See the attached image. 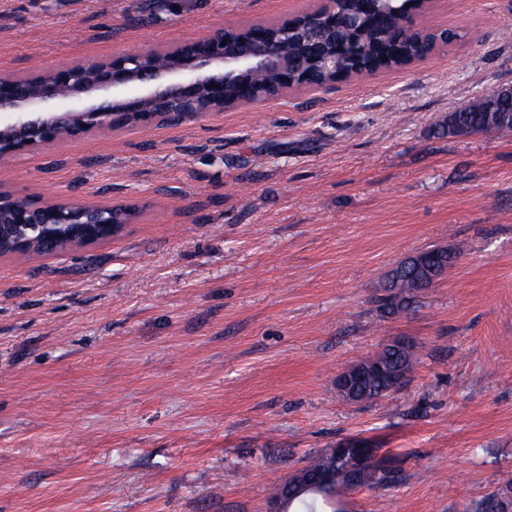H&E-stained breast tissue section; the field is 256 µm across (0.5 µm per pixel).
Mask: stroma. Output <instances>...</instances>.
I'll list each match as a JSON object with an SVG mask.
<instances>
[{"label": "stroma", "mask_w": 512, "mask_h": 512, "mask_svg": "<svg viewBox=\"0 0 512 512\" xmlns=\"http://www.w3.org/2000/svg\"><path fill=\"white\" fill-rule=\"evenodd\" d=\"M321 0H0V73L170 49ZM456 40L404 68L0 160L34 199L136 206L109 241L0 257V512H267L362 438L394 483L345 512H512V137L448 113L512 87V0H433ZM460 257L397 316L391 271ZM406 337L407 387L349 365ZM506 105L512 111V97L501 100L498 95L480 96L463 110L448 114L447 122L440 126L441 135H466L481 133L486 130L482 123V115L490 105Z\"/></svg>", "instance_id": "1"}]
</instances>
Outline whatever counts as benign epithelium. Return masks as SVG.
<instances>
[{"instance_id": "1", "label": "benign epithelium", "mask_w": 512, "mask_h": 512, "mask_svg": "<svg viewBox=\"0 0 512 512\" xmlns=\"http://www.w3.org/2000/svg\"><path fill=\"white\" fill-rule=\"evenodd\" d=\"M363 0L364 11L336 15L334 0L322 9L305 10L282 28L258 31L245 40H225L216 30L169 52L146 49L120 53L105 61L74 62L30 78L0 76V115L13 122L0 126V159L65 141L76 132L93 133L133 126L180 125L210 112H223L273 95L316 84L308 66L324 74L336 73L339 62L355 58L357 47L342 43L338 33L369 20L387 21L381 4ZM259 74L276 78L275 91H253L245 99H228L227 88L245 90ZM136 210L125 205L85 206L65 200L35 201L0 188V256L26 254L36 240L5 232L19 227L55 224L69 231L41 239L46 252L87 246L118 236L132 223ZM339 457L352 456L359 469L375 457L371 445L348 439L333 449Z\"/></svg>"}]
</instances>
